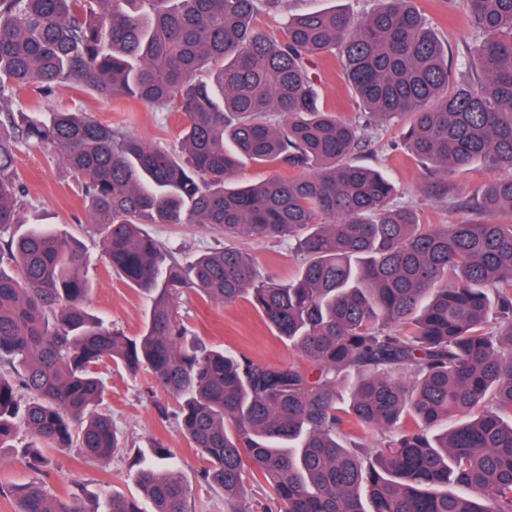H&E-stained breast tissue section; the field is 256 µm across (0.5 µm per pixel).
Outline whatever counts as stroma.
Wrapping results in <instances>:
<instances>
[{
    "label": "stroma",
    "instance_id": "obj_1",
    "mask_svg": "<svg viewBox=\"0 0 512 512\" xmlns=\"http://www.w3.org/2000/svg\"><path fill=\"white\" fill-rule=\"evenodd\" d=\"M376 5L377 0H280L278 11L259 14L257 23L276 30L288 16L313 8L333 6L356 17ZM415 6L447 46L450 78L459 80L464 74L460 66L461 53L470 41L463 0H415ZM317 72L323 107L346 119L357 117L360 109L338 60L327 59L319 64ZM17 105L46 112L60 108L86 112L100 121L122 124L125 132L147 141L173 138L181 123L176 114L156 112L143 104L128 108L67 86L59 87L45 98L27 92L20 96ZM358 159L390 178L397 189V204L412 206L421 223L452 224L466 219V211L424 197L422 170L404 148L399 125L371 132L370 143L366 151L359 153ZM17 168L28 192L22 221L53 225L80 241L90 257V264L84 271L92 286L87 301L90 311L126 335H137L144 321L146 303L134 288L108 271L100 238L87 221L86 203L72 174L50 150L38 144L21 147ZM149 230L183 260L218 245L216 235L203 224H153ZM241 245L253 254L262 270L277 278L287 279L298 271L299 261L287 242L245 239ZM180 312L188 326L207 344L271 365L285 364L296 358L248 299L218 307L205 304L189 292L181 297ZM101 377L105 385L102 410L110 414L126 447L125 452L100 460L82 459L73 451L58 453L54 456L51 475L42 478L16 457L13 449L6 448L0 450V486L40 479L48 492L57 497L78 488L87 512H105L111 493L140 498L135 469L131 465L132 455L137 451L151 454L153 447L159 444L175 454L179 476L188 488L189 500L196 512H224L220 491L199 476L203 462L182 435L175 398L160 391L149 393L150 377L144 371L132 374L110 364L103 367Z\"/></svg>",
    "mask_w": 512,
    "mask_h": 512
}]
</instances>
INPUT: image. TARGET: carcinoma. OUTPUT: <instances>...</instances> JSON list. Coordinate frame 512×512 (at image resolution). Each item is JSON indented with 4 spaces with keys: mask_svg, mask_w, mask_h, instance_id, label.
Returning a JSON list of instances; mask_svg holds the SVG:
<instances>
[{
    "mask_svg": "<svg viewBox=\"0 0 512 512\" xmlns=\"http://www.w3.org/2000/svg\"><path fill=\"white\" fill-rule=\"evenodd\" d=\"M378 2L357 18L308 10L274 37L256 17L279 0H0V449L27 434L43 474L55 452H124L98 410L113 363L175 396L224 512H249L246 459L272 492L263 512H512V0H466L469 77L454 84L413 0ZM336 56L367 120L408 118L425 196L447 198L474 163L511 171L458 203L482 219L421 224L394 204L356 160L362 125L319 105L317 63ZM60 86L178 112L175 143L14 108ZM30 141L73 173L112 271L147 301L138 336L87 311L75 240L13 231ZM242 158L273 174L239 183ZM146 224H206L224 245L183 264ZM242 237L288 241L298 272L262 271ZM184 290L248 298L304 365L207 346L181 318ZM346 422L380 443L340 440ZM168 459L137 456L136 483L151 512H192ZM11 491L18 512H85L40 482ZM107 512L144 510L114 494Z\"/></svg>",
    "mask_w": 512,
    "mask_h": 512,
    "instance_id": "cac0c4a2",
    "label": "carcinoma"
}]
</instances>
